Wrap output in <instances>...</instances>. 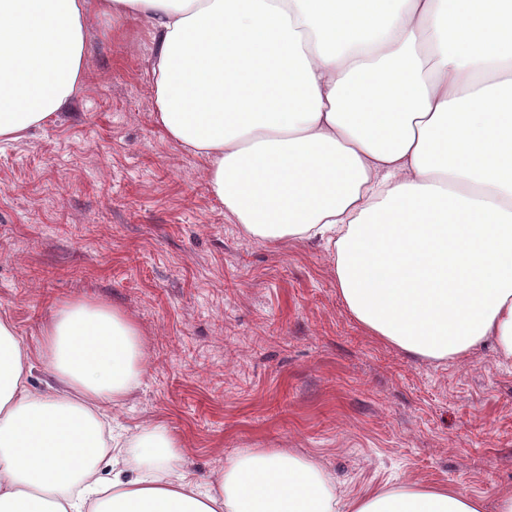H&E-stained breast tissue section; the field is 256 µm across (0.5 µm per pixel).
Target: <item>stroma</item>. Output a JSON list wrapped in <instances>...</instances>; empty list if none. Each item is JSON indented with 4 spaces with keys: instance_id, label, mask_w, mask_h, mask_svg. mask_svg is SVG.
<instances>
[{
    "instance_id": "35a3bbf8",
    "label": "stroma",
    "mask_w": 512,
    "mask_h": 512,
    "mask_svg": "<svg viewBox=\"0 0 512 512\" xmlns=\"http://www.w3.org/2000/svg\"><path fill=\"white\" fill-rule=\"evenodd\" d=\"M85 38L83 95L0 144V316L30 347L72 299L133 319L146 373L105 414L164 423L196 482L241 449L289 448L351 496L446 485L495 512L512 494V362L489 345L429 362L371 336L324 247L246 237L203 161L161 136L148 24L98 14Z\"/></svg>"
}]
</instances>
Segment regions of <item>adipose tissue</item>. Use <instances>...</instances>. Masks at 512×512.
<instances>
[{
  "label": "adipose tissue",
  "instance_id": "obj_1",
  "mask_svg": "<svg viewBox=\"0 0 512 512\" xmlns=\"http://www.w3.org/2000/svg\"><path fill=\"white\" fill-rule=\"evenodd\" d=\"M97 14L150 23L155 122L246 237L320 241L350 313L411 357L512 361V0H0V143L81 97ZM145 366L117 308L60 304L33 351L0 316V512H485L448 486L345 497L277 448L196 484L166 426L105 433Z\"/></svg>",
  "mask_w": 512,
  "mask_h": 512
}]
</instances>
